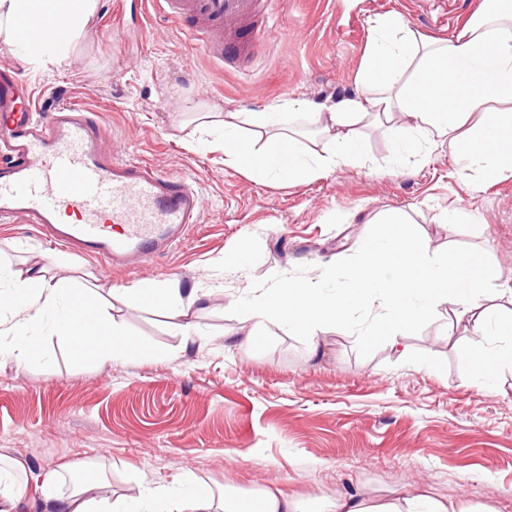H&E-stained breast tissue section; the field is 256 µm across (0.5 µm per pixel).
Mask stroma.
<instances>
[{
    "instance_id": "1",
    "label": "stroma",
    "mask_w": 512,
    "mask_h": 512,
    "mask_svg": "<svg viewBox=\"0 0 512 512\" xmlns=\"http://www.w3.org/2000/svg\"><path fill=\"white\" fill-rule=\"evenodd\" d=\"M473 0H276L259 56L236 70L197 51L191 36L140 0H98L68 61L36 68L8 60L38 109L96 111L104 148L163 173H185L203 197L199 224L153 261L122 269L48 241L40 227L0 220V270L43 267L84 282L137 345L104 364L79 358L51 325L35 359L0 360V455L24 462L39 498L51 478L68 496L73 475H102L96 494L131 501L142 473L171 491L248 492L277 485L309 500L360 492L391 498L427 487L464 512H512V363L486 384L481 361L505 336L467 333L451 304L421 319L400 346L368 343L366 313L323 326L316 356L287 326L238 336L237 300L288 274L325 288L347 278L369 217L406 213L439 260L481 254L488 285H512V174L477 186L451 177L447 146L392 170L381 130L358 128L364 163L308 183L225 163L221 129L197 109L262 112L288 98L314 112L357 96L369 21L396 12L448 35ZM466 212V223L433 222ZM172 281L179 303L198 289L206 306L186 316L111 296L122 286ZM190 324L200 337L181 336Z\"/></svg>"
}]
</instances>
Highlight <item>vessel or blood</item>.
Wrapping results in <instances>:
<instances>
[{"instance_id": "b4317fda", "label": "vessel or blood", "mask_w": 512, "mask_h": 512, "mask_svg": "<svg viewBox=\"0 0 512 512\" xmlns=\"http://www.w3.org/2000/svg\"><path fill=\"white\" fill-rule=\"evenodd\" d=\"M188 27L196 49L219 65L256 55L273 0H151ZM0 219L42 225L47 237L118 268L183 241L203 209L185 174H161L103 154L94 112L60 108L41 124L0 64Z\"/></svg>"}]
</instances>
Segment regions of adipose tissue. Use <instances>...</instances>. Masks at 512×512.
I'll return each instance as SVG.
<instances>
[{
    "label": "adipose tissue",
    "mask_w": 512,
    "mask_h": 512,
    "mask_svg": "<svg viewBox=\"0 0 512 512\" xmlns=\"http://www.w3.org/2000/svg\"><path fill=\"white\" fill-rule=\"evenodd\" d=\"M97 0H0V43L15 49L34 48L39 66L67 60L76 40L94 15ZM50 16V35L34 39L25 25ZM360 94L328 112H317L313 123L330 146L322 152L299 148L295 117L307 113L303 100L291 99L269 112H209L224 128V159L247 171H271L279 177L311 181L360 163V142L353 125L381 127L388 136L391 164L400 170L407 156L447 144L459 180L471 178L474 166L486 176L512 171V4L477 0L470 14L446 37L413 29L397 13L373 18L364 60L358 74ZM382 228L367 237L364 248L338 294L293 277L278 287L240 302L242 334L278 322L308 337V353L319 348L317 332L325 324L348 319L354 307L367 309L364 336L397 345L399 336L451 299L456 316L471 335H486L500 324L503 310L497 294L487 288L482 261L470 253L442 263L429 242L412 239L395 214L382 216ZM0 300L12 310L0 323L9 345L0 357L26 360L33 347L31 329L47 310L57 312L56 328L81 337L79 355L95 361L134 352L122 330L90 299L80 282L48 278L44 269L11 272L10 286ZM139 498L153 503V512H462L458 503L434 498L425 487L400 488L389 502L375 503L356 494L333 499L304 500L269 486L250 494L171 495L153 477H143ZM40 512H135L116 508L104 499L77 490L58 496L43 481Z\"/></svg>",
    "instance_id": "adipose-tissue-1"
}]
</instances>
